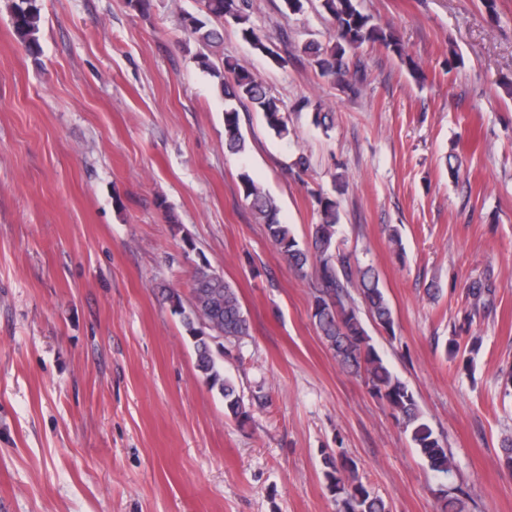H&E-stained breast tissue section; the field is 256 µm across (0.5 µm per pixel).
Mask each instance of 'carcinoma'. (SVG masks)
<instances>
[{
  "instance_id": "cac0c4a2",
  "label": "carcinoma",
  "mask_w": 512,
  "mask_h": 512,
  "mask_svg": "<svg viewBox=\"0 0 512 512\" xmlns=\"http://www.w3.org/2000/svg\"><path fill=\"white\" fill-rule=\"evenodd\" d=\"M198 4L196 11L182 14V26L188 37L203 48L220 47L224 26L234 25L256 53L280 60L266 37L252 24L249 0H198ZM322 7L335 24L336 43L331 48L315 41L303 46V52L311 57L321 76L353 87L359 81L360 69L356 65L350 66L347 50L382 45L402 54L399 39L391 26L376 23L363 14L356 0H322ZM9 8L17 39L30 54H39L41 13L37 0H11ZM197 59L199 66L217 79L215 91L225 102V149L233 154H243L247 150L238 111V107L245 103L263 113L267 128L275 136L288 137V115L280 101L249 69L222 56L213 60L204 52L199 53ZM241 192L290 266L302 273L307 267L316 266L318 288L313 296L312 318L338 365L360 379L371 396L387 405L393 418L409 433L414 447L426 459L431 471L439 474L451 471L453 458L448 448L424 421L413 392L384 363L362 324L358 307L349 293L351 288L357 290L373 320L386 333H394L395 320L379 278L373 269L351 263L336 241L339 221L336 201L322 194L317 196L318 222L311 225L309 246L303 249L288 225L281 223L275 200L246 173L241 175ZM192 293L198 298L214 295L210 318L224 330V350L240 346L250 336L249 320L237 293L222 275L208 267H197ZM466 294L476 311L494 305L496 288L486 278L475 279L467 284ZM165 300L173 313L181 317L193 340L197 368L205 383L224 398L225 410L236 417L245 414L235 381L224 373V366L210 342V333L200 323L196 303L184 304L174 289L168 290ZM324 460V477L338 512H390L386 501L359 479L357 463L343 449L327 454ZM464 496L466 492L460 487L442 491L446 512H464Z\"/></svg>"
}]
</instances>
